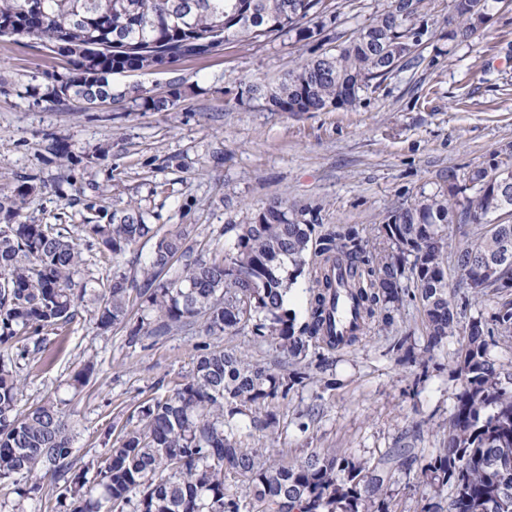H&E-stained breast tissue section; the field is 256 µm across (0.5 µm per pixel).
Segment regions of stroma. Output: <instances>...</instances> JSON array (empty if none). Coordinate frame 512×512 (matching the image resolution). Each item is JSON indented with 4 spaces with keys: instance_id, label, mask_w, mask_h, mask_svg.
Instances as JSON below:
<instances>
[{
    "instance_id": "1",
    "label": "stroma",
    "mask_w": 512,
    "mask_h": 512,
    "mask_svg": "<svg viewBox=\"0 0 512 512\" xmlns=\"http://www.w3.org/2000/svg\"><path fill=\"white\" fill-rule=\"evenodd\" d=\"M329 38L350 37L389 0H333ZM313 46L282 35L232 43L210 56L155 71L113 75L120 89L177 93L171 111L144 112L129 101L102 109L71 98L56 105L43 94L69 69L45 42L0 39V190L24 178L38 190L24 220L60 224L78 234L95 211L136 202L160 231L194 225L202 245L227 243L237 224L276 198L306 210L321 229L361 224L376 233L394 210L463 174L512 156V0H501L472 45L423 40L413 64L360 93L355 108L289 114L268 110L257 87L276 83L308 58ZM66 144L60 162L49 145ZM452 305L462 321L490 318L498 297L457 286ZM425 337L418 303L388 329L353 347L322 351L310 378L279 401L276 433L244 431L246 446L276 448L296 462L322 448L376 458L408 442L431 454L448 430L459 382L453 365L461 336L436 351L427 375L399 365L391 345L403 335ZM124 327L101 333L81 312L67 337L53 343L51 368H33L24 406L56 399L82 463L104 458L103 437L125 424L139 404L170 393L192 366L194 336L127 343ZM91 364L88 384L66 379ZM340 388H324L327 379Z\"/></svg>"
}]
</instances>
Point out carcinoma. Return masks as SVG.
Returning a JSON list of instances; mask_svg holds the SVG:
<instances>
[{
    "label": "carcinoma",
    "mask_w": 512,
    "mask_h": 512,
    "mask_svg": "<svg viewBox=\"0 0 512 512\" xmlns=\"http://www.w3.org/2000/svg\"><path fill=\"white\" fill-rule=\"evenodd\" d=\"M375 12L336 48L302 61L274 87L254 89L274 112H322L353 108L359 92L411 64L428 30L421 24L425 0H403ZM498 0H452L453 26L443 37L461 44L478 36ZM337 16L330 0H0V25L11 36L50 42L60 35L85 43L126 42L176 47L190 40L217 44L259 42L292 34L309 45L325 40ZM72 72L47 88L58 102L97 97L131 99L147 111L167 112L174 100L135 87L116 91L110 77L128 64L112 55L68 52ZM494 165L475 167L460 185L448 172V187L423 194L391 214L375 237L347 225L313 237L303 210L281 201L228 224L232 241L206 255L194 254V225L180 224L163 235L142 207L128 203L105 224L81 231L112 260V276L88 288L86 261L75 239L55 224L18 222L37 185L23 181L0 192V497L13 498L12 512H26L37 498L44 512H396L391 493L398 470L418 461L416 449L400 444L378 459H358L325 448L300 462H277L241 441L240 419L258 431L279 425L276 402L308 378L310 349L323 345L336 290L355 304L356 319L345 346L376 327L390 328L412 296L421 305L426 345L415 350L411 337L392 346L398 361L426 374L427 354L457 333L459 320L448 284V226L468 228L472 239L454 259L457 287L475 295L512 289V221L487 225L491 214L512 215V183L495 196L485 184ZM473 194L466 195L468 189ZM155 240L140 276L120 259L139 241ZM183 267L169 274L176 257ZM310 276L307 321L300 327L285 308L288 287ZM96 306L90 318L106 333L127 323L139 303L140 322L128 336L192 334L212 340L249 328L297 368L276 372L244 351L207 341L197 346L190 373L172 392L138 407V424L115 431L98 466L96 483L86 485L77 470L73 433L51 399L23 410L20 395L30 363H54L50 337H65L86 295ZM512 339V300L487 322L472 320L453 373L460 381L448 434L423 458L426 483L450 490L448 507L430 497L420 512H512V380L502 377L488 356L487 337Z\"/></svg>",
    "instance_id": "cac0c4a2"
}]
</instances>
